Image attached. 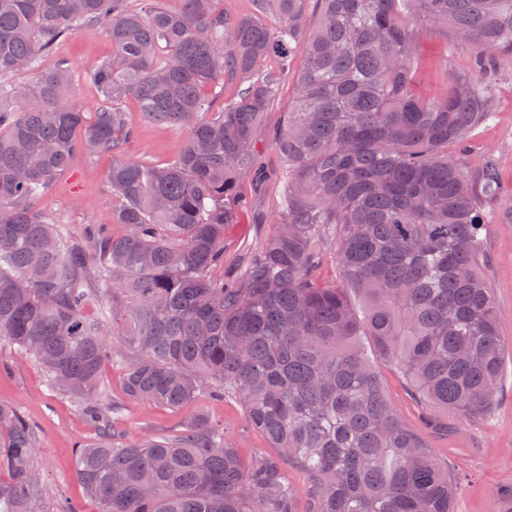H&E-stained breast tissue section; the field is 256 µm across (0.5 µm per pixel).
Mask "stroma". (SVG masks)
Segmentation results:
<instances>
[{
  "label": "stroma",
  "mask_w": 512,
  "mask_h": 512,
  "mask_svg": "<svg viewBox=\"0 0 512 512\" xmlns=\"http://www.w3.org/2000/svg\"><path fill=\"white\" fill-rule=\"evenodd\" d=\"M420 54V82L427 95L438 96L452 89L454 74L466 73L485 85L492 96L491 120L476 129L469 150L449 146V156L469 169L478 168L486 157H494L500 166L503 198L490 203L492 215L482 230L487 254L483 274L491 285L500 313V334L505 341L503 389L496 410L483 419L449 413L447 431H439L409 391L405 380L389 366H381L387 396L409 426L420 433L431 452L460 480L456 512H495L496 491L512 485V206L505 196L512 192V67L481 70L476 64L479 49L469 41L455 39L433 24L415 28ZM112 42L102 27L91 26L61 41L51 56L41 59V67L65 60L70 70L69 91L86 111H93L97 93L85 79L88 71L108 58ZM293 80L280 85L273 107L266 112L257 132L258 163L262 171L278 170L280 159L273 141L283 124L284 113L293 99ZM135 129V139L127 155L163 165L182 148L186 135L171 128L143 122L135 102L125 104ZM112 167L108 155L78 153L71 166L58 178L41 207L57 222L73 232L85 225L104 224L110 232L120 233L113 224L116 201L108 188L107 175ZM247 208L238 223L229 225L224 236L228 265L244 264L250 251L274 230L279 190L271 186L259 189L254 176L240 183ZM102 380L119 406L117 425L128 438L144 434H169L180 430L184 422L203 409L211 418L224 422L230 436L240 444L243 455L263 448L266 441L245 420L243 411L232 400L199 398L197 404L174 411L162 406L128 400L124 392L123 371L105 367ZM0 400L19 409L34 425L39 438L38 461L47 479L51 495L80 505L82 512H98L76 475L75 454L79 446L92 442L96 430L74 399L52 391L41 366L12 354L0 346Z\"/></svg>",
  "instance_id": "35a3bbf8"
}]
</instances>
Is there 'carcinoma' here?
Masks as SVG:
<instances>
[{
	"label": "carcinoma",
	"mask_w": 512,
	"mask_h": 512,
	"mask_svg": "<svg viewBox=\"0 0 512 512\" xmlns=\"http://www.w3.org/2000/svg\"><path fill=\"white\" fill-rule=\"evenodd\" d=\"M220 2L0 0V344L96 425L76 471L99 512H297L290 463L308 476L304 512H455L457 480L391 406L379 362L435 413L495 409L504 349L480 230L501 184L495 158L466 170L448 156L491 118L488 90L458 76L423 95L414 27L512 64V0H315L312 28L310 0H254L232 19ZM94 25L112 56L87 75L86 112L66 63L39 61ZM298 53L274 140L276 228L230 281L224 229ZM21 71L36 79L15 83ZM234 82L219 106L204 93ZM130 99L144 121L187 132L165 165L126 157ZM80 151L112 156L119 234L75 235L38 207ZM95 283L105 318L86 314ZM107 363L132 401L235 400L268 449L242 456L203 412L176 435L129 439L100 385ZM36 452L1 400L0 512H50Z\"/></svg>",
	"instance_id": "carcinoma-1"
}]
</instances>
